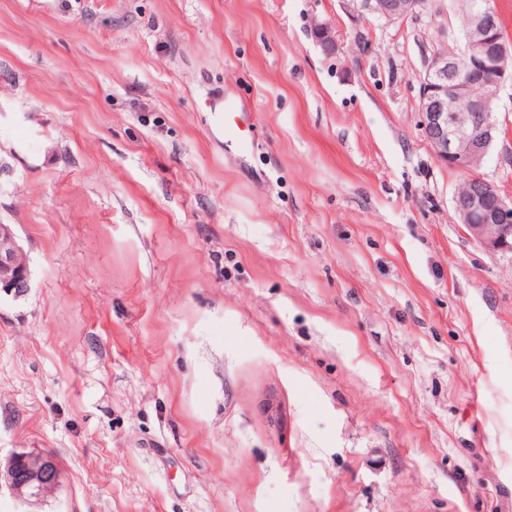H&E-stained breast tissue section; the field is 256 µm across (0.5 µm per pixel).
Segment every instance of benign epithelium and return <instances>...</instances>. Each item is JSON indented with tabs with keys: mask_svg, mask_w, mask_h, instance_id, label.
<instances>
[{
	"mask_svg": "<svg viewBox=\"0 0 512 512\" xmlns=\"http://www.w3.org/2000/svg\"><path fill=\"white\" fill-rule=\"evenodd\" d=\"M346 12L358 22L370 19L385 25L404 21L427 0H344ZM467 18L461 54L436 50L420 76L419 112L427 141L450 168H477L501 136L490 106L506 78H512V46L502 37L494 0H458ZM325 53L336 50V38L326 24L313 30ZM461 223L490 252L512 253V198L500 187L472 176L453 198ZM28 256L9 224H0V294L19 296L29 288ZM15 496L26 503L41 501L60 486L52 459L33 452H17L5 470Z\"/></svg>",
	"mask_w": 512,
	"mask_h": 512,
	"instance_id": "benign-epithelium-1",
	"label": "benign epithelium"
}]
</instances>
